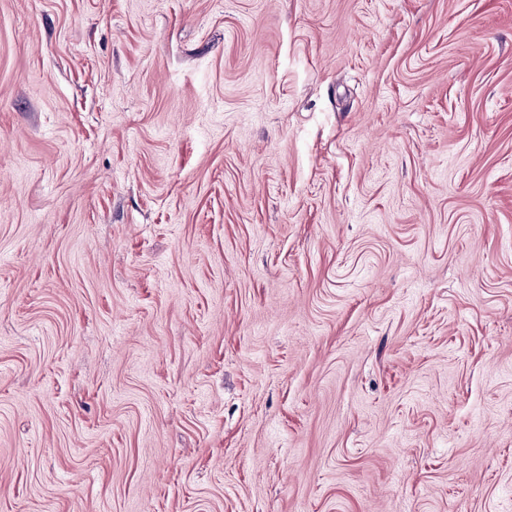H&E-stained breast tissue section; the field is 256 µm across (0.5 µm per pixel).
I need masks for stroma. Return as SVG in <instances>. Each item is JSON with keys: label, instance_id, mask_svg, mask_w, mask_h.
<instances>
[{"label": "stroma", "instance_id": "35a3bbf8", "mask_svg": "<svg viewBox=\"0 0 512 512\" xmlns=\"http://www.w3.org/2000/svg\"><path fill=\"white\" fill-rule=\"evenodd\" d=\"M0 512H512V0H0Z\"/></svg>", "mask_w": 512, "mask_h": 512}]
</instances>
